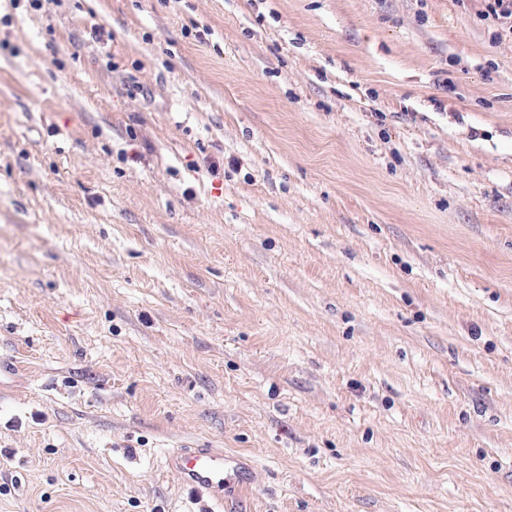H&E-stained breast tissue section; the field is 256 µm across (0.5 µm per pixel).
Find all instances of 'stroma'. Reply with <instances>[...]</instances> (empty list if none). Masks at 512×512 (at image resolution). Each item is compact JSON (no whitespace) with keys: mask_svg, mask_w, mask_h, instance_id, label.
Instances as JSON below:
<instances>
[{"mask_svg":"<svg viewBox=\"0 0 512 512\" xmlns=\"http://www.w3.org/2000/svg\"><path fill=\"white\" fill-rule=\"evenodd\" d=\"M482 8L0 0V512H512ZM241 464L219 448H177L169 455V466L185 486L222 499L224 491L237 483Z\"/></svg>","mask_w":512,"mask_h":512,"instance_id":"stroma-1","label":"stroma"}]
</instances>
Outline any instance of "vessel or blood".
Here are the masks:
<instances>
[{
    "label": "vessel or blood",
    "mask_w": 512,
    "mask_h": 512,
    "mask_svg": "<svg viewBox=\"0 0 512 512\" xmlns=\"http://www.w3.org/2000/svg\"><path fill=\"white\" fill-rule=\"evenodd\" d=\"M169 465L185 486L220 498L236 484L241 461L219 448H179L170 454Z\"/></svg>",
    "instance_id": "vessel-or-blood-1"
}]
</instances>
